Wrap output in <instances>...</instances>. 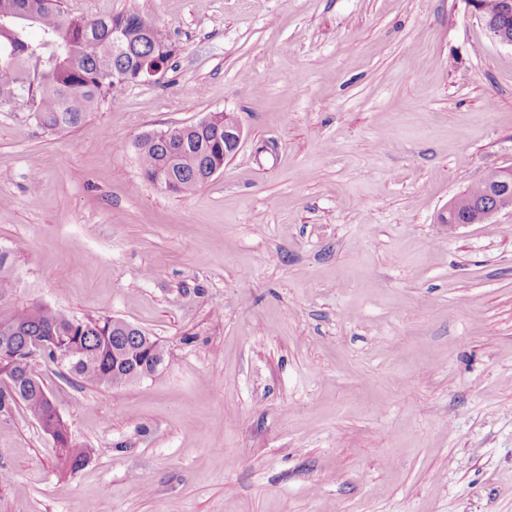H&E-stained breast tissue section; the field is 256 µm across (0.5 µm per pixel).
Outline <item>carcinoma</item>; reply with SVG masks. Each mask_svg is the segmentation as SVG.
I'll use <instances>...</instances> for the list:
<instances>
[{
    "label": "carcinoma",
    "instance_id": "1",
    "mask_svg": "<svg viewBox=\"0 0 512 512\" xmlns=\"http://www.w3.org/2000/svg\"><path fill=\"white\" fill-rule=\"evenodd\" d=\"M508 0H480L482 22L494 24ZM133 37L112 55V28ZM154 17L127 12L87 17L72 14L63 0H0V106L23 102L46 132L75 128L115 92L127 73L167 63L177 47L155 43L145 33ZM142 176L161 180L167 192L189 195L224 166V113L209 122L184 126L171 135L146 134L137 141ZM467 199L484 208L495 204V185L466 189ZM8 253H0V369L17 374L13 391L0 388V415L23 408L47 428L55 423L45 399L46 388L35 375L29 348L65 364L87 384L119 387L157 375L150 351L154 338L132 324L112 328L110 317L75 318L35 300L7 296L16 287ZM58 463L76 472L90 451L72 439L56 445Z\"/></svg>",
    "mask_w": 512,
    "mask_h": 512
}]
</instances>
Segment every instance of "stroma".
<instances>
[{
    "label": "stroma",
    "instance_id": "stroma-1",
    "mask_svg": "<svg viewBox=\"0 0 512 512\" xmlns=\"http://www.w3.org/2000/svg\"><path fill=\"white\" fill-rule=\"evenodd\" d=\"M178 47L77 128L0 108L21 289L158 339L112 389L32 365L74 441L0 418V512H512V210L439 216L512 166V47L464 0H65ZM233 113L190 195L144 134ZM58 463L65 471L77 472L82 469L90 459L88 448H81L71 438H60V444L56 445Z\"/></svg>",
    "mask_w": 512,
    "mask_h": 512
}]
</instances>
